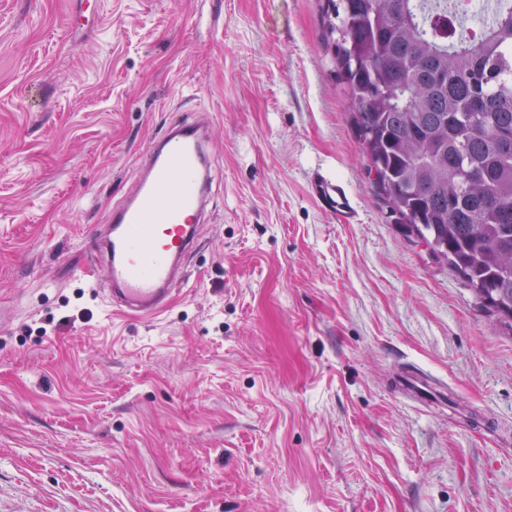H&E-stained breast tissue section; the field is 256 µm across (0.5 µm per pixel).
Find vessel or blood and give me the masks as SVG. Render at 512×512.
<instances>
[{
  "label": "vessel or blood",
  "instance_id": "1",
  "mask_svg": "<svg viewBox=\"0 0 512 512\" xmlns=\"http://www.w3.org/2000/svg\"><path fill=\"white\" fill-rule=\"evenodd\" d=\"M208 142L207 129L170 123L151 140L133 189L112 211L108 231L94 233L113 311L158 316L182 283L185 261L199 245L198 228L205 220ZM317 196L342 221L353 218L340 184L321 186Z\"/></svg>",
  "mask_w": 512,
  "mask_h": 512
}]
</instances>
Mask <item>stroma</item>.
<instances>
[{
  "mask_svg": "<svg viewBox=\"0 0 512 512\" xmlns=\"http://www.w3.org/2000/svg\"><path fill=\"white\" fill-rule=\"evenodd\" d=\"M327 24L0 0V512H512V320L375 189ZM174 121L210 126V215L126 317L89 239ZM322 206L335 213L343 222H350L354 212L344 188L336 184H324L317 190Z\"/></svg>",
  "mask_w": 512,
  "mask_h": 512,
  "instance_id": "stroma-1",
  "label": "stroma"
}]
</instances>
